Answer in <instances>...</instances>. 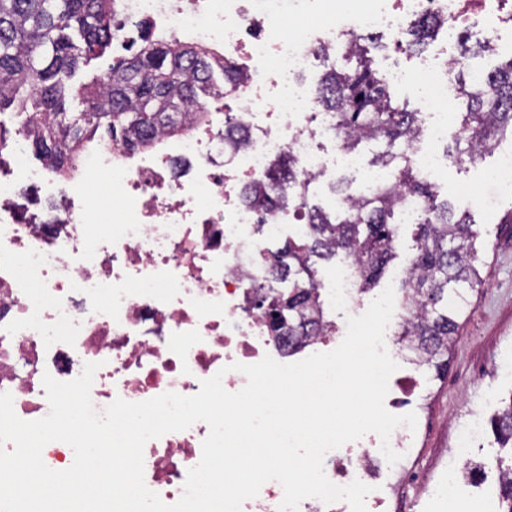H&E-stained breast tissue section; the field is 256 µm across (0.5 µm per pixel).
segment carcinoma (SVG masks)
<instances>
[{"label": "carcinoma", "mask_w": 512, "mask_h": 512, "mask_svg": "<svg viewBox=\"0 0 512 512\" xmlns=\"http://www.w3.org/2000/svg\"><path fill=\"white\" fill-rule=\"evenodd\" d=\"M116 0H0V111L14 107V135L28 137L35 154L52 164L62 178L77 170L74 145L91 142L98 132L127 149L152 147L163 132L175 136L191 123L212 118L197 109L205 96L224 98V83L237 81L230 63L210 60L206 50L174 38H142L130 58L116 60L102 78L76 84L81 60L101 56L123 25L114 22ZM370 36L354 39L355 56L347 69L329 68L315 88L316 103L334 113L342 146L355 150L365 139L386 142L375 164H393L397 144H408L418 129L417 113L389 91L377 76L370 57ZM85 105L66 111V100ZM461 117V139L448 149L456 164L492 151L512 135V58L490 71L479 85L463 83L454 99ZM400 185L423 199L417 224L412 270L401 287L410 304L398 336L408 343L420 366L440 372L460 319L471 306L470 296L481 279L470 213L455 215L440 202L432 185L409 161L398 169ZM299 182L294 162L284 157L271 167L269 181L247 192L246 199L265 212L290 204L283 184ZM308 231L290 239L269 260L268 277L258 283L280 335L320 336L329 322L316 293V261L339 252L355 255L363 290L370 291L395 258L397 227L390 192L359 199L347 211L330 215L310 207ZM288 282V290L274 284ZM501 448L512 455V395L491 420ZM501 467L499 512H512V465Z\"/></svg>", "instance_id": "carcinoma-1"}]
</instances>
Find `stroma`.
<instances>
[{"instance_id":"35a3bbf8","label":"stroma","mask_w":512,"mask_h":512,"mask_svg":"<svg viewBox=\"0 0 512 512\" xmlns=\"http://www.w3.org/2000/svg\"><path fill=\"white\" fill-rule=\"evenodd\" d=\"M496 154L451 166L438 195L456 210L469 211L476 234L483 282L473 293V306L454 338L448 371L441 378L424 373L416 416L420 434L412 452L408 484L395 512H439L428 488L456 465V436L474 410L491 419L501 398L512 394V378L497 375L495 365L512 358V192L484 183V172ZM471 185L476 199L456 194L458 184Z\"/></svg>"}]
</instances>
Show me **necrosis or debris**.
Instances as JSON below:
<instances>
[{
  "label": "necrosis or debris",
  "mask_w": 512,
  "mask_h": 512,
  "mask_svg": "<svg viewBox=\"0 0 512 512\" xmlns=\"http://www.w3.org/2000/svg\"><path fill=\"white\" fill-rule=\"evenodd\" d=\"M120 3L126 17L236 65L229 101L244 134L228 138L223 123L196 124L183 135L159 137L152 151L137 156L114 143L82 150V170H97L112 183L108 210L89 205L82 189L55 194L50 208L27 215L14 200L41 187L45 167L29 166L19 151L12 168L0 171V392L12 394L16 414L28 421L49 412L44 375L70 381L89 362L99 365L90 396L101 412L119 398L194 395L201 380L217 373L227 391L237 392L247 378L235 364L267 355L285 364L335 349L330 334L293 350L291 338L272 336L255 309L254 284L265 275L270 244L303 235L305 222L290 206L262 213L242 201L243 188L265 180L282 155L295 159L308 188L339 172L353 175L352 193L330 200L337 213L378 186H397L391 167L367 164L361 151L322 149L337 133L332 117L319 114L310 79L347 55L354 36L384 31L396 42L417 22L436 19L495 47L512 39L505 0H341L320 23L312 20L318 0ZM289 10L304 23L286 38L280 24ZM455 60L440 45L418 68L395 66L384 75L390 83L417 84L423 108L407 154L435 184L451 165L443 147ZM318 292L324 306L359 315L356 262L338 266L331 287ZM208 433L198 422L147 442L145 483L164 503L182 496ZM414 438L404 426L392 433L401 458L390 466L379 437L366 434L328 452L325 474L340 486L355 480L370 486L367 512H386L390 499L377 474L384 468L407 475Z\"/></svg>",
  "instance_id": "1"
}]
</instances>
